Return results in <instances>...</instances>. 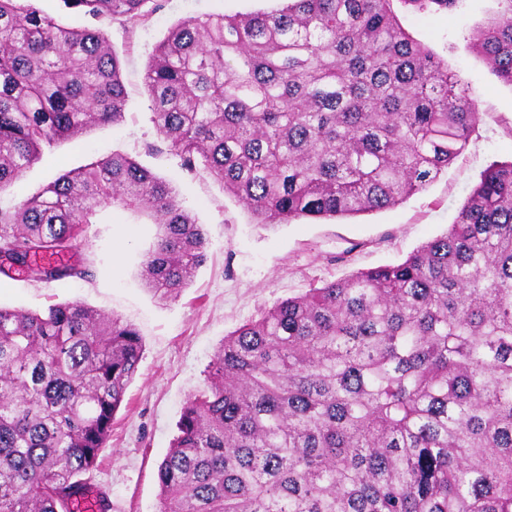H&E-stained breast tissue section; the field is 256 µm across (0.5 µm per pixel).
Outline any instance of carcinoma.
I'll use <instances>...</instances> for the list:
<instances>
[{"label": "carcinoma", "mask_w": 512, "mask_h": 512, "mask_svg": "<svg viewBox=\"0 0 512 512\" xmlns=\"http://www.w3.org/2000/svg\"><path fill=\"white\" fill-rule=\"evenodd\" d=\"M154 0H0V194L44 146L123 121L103 30ZM183 19L144 73L151 122L259 224L342 218L425 190L479 121L394 0H280ZM418 12L459 0H400ZM471 35L512 86V0ZM156 226L141 275L175 299L206 236L133 157L73 169L0 208V273L87 277L74 253L106 209ZM142 340L82 302L0 306V512H73L139 369ZM157 471L159 512H512V161L448 232L397 264L287 298L226 335Z\"/></svg>", "instance_id": "obj_1"}]
</instances>
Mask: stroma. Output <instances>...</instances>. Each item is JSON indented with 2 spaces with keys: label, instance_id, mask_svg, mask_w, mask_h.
Returning a JSON list of instances; mask_svg holds the SVG:
<instances>
[{
  "label": "stroma",
  "instance_id": "obj_1",
  "mask_svg": "<svg viewBox=\"0 0 512 512\" xmlns=\"http://www.w3.org/2000/svg\"><path fill=\"white\" fill-rule=\"evenodd\" d=\"M276 7V0H159L150 19L133 31L107 25L122 59L124 121L45 149L41 162L0 194V207H12L63 171L119 151L169 180L204 228L206 260L180 296L167 302L146 287L139 272L155 225L117 210L88 225L78 245L77 256L92 277L37 281L18 272L0 275L2 306L40 311L81 301L118 315L142 337L139 370L88 479L108 491L110 512H157V467L187 399L206 389L205 369L225 335L310 288L400 262L454 224L489 165L512 160V87L500 82L469 44L473 29L496 11V0H459L449 13H419L396 0L401 26L460 77L477 105L478 126L465 150L426 190L394 207L336 220L256 223L220 182L206 172L184 170L179 157L160 144L143 74L176 22Z\"/></svg>",
  "mask_w": 512,
  "mask_h": 512
}]
</instances>
